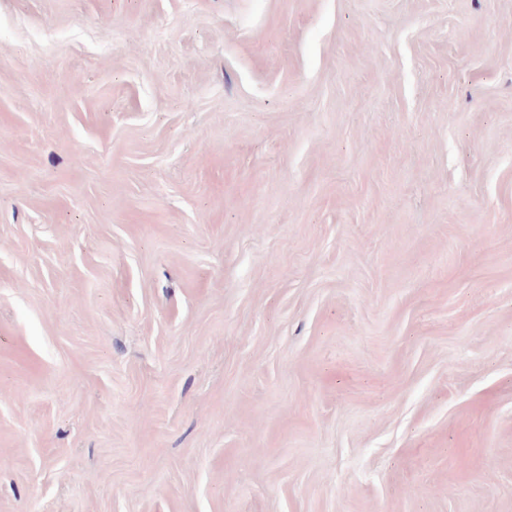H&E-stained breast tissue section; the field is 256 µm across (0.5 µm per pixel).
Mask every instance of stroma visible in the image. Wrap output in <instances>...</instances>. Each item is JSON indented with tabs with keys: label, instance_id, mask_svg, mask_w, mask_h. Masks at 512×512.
<instances>
[{
	"label": "stroma",
	"instance_id": "obj_1",
	"mask_svg": "<svg viewBox=\"0 0 512 512\" xmlns=\"http://www.w3.org/2000/svg\"><path fill=\"white\" fill-rule=\"evenodd\" d=\"M0 512H512V0H0Z\"/></svg>",
	"mask_w": 512,
	"mask_h": 512
}]
</instances>
